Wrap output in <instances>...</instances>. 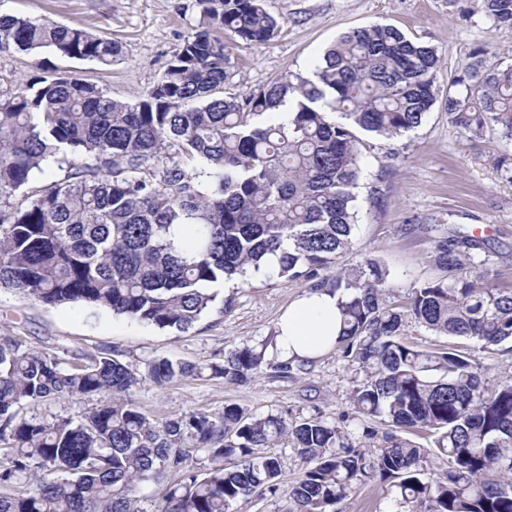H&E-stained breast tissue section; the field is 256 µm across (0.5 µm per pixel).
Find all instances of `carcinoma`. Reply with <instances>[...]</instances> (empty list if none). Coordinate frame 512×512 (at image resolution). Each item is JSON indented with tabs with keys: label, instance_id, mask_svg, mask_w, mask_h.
I'll return each mask as SVG.
<instances>
[{
	"label": "carcinoma",
	"instance_id": "carcinoma-1",
	"mask_svg": "<svg viewBox=\"0 0 512 512\" xmlns=\"http://www.w3.org/2000/svg\"><path fill=\"white\" fill-rule=\"evenodd\" d=\"M512 28V0H477ZM199 23L134 102L72 75L35 76L0 91V288L45 306L106 309L186 332L215 300L212 286L277 256L270 275L340 295L344 359L362 378L355 413L429 432L434 449L392 434L370 458L343 423L288 420L238 404L159 421L130 397L143 382L196 376L245 383L264 352L244 346L199 366L162 357L142 367L110 347L66 364L0 336V512H140L142 481L180 473L164 512H228L279 490L283 436L306 463L288 488L296 512H334L370 478L419 512H512V382L484 386L469 352L418 349L410 321L484 348L512 341V286L499 282L485 242L455 227L420 225L439 275L389 300L388 267L343 263L358 223L364 137H401L437 100L473 138L512 141V65L478 58L439 97L435 47L392 25L349 31L313 66L246 95L218 96L229 76L226 37L271 41L281 22L264 0H196ZM49 48L111 67L122 46L49 20L0 15V52ZM295 101L288 118L278 109ZM67 174L13 203L50 163ZM94 399L73 421L26 410Z\"/></svg>",
	"mask_w": 512,
	"mask_h": 512
}]
</instances>
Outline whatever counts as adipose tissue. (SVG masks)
Wrapping results in <instances>:
<instances>
[{
    "mask_svg": "<svg viewBox=\"0 0 512 512\" xmlns=\"http://www.w3.org/2000/svg\"><path fill=\"white\" fill-rule=\"evenodd\" d=\"M339 299L324 288L296 299L278 324L274 355L282 361H307L332 350L340 328Z\"/></svg>",
    "mask_w": 512,
    "mask_h": 512,
    "instance_id": "obj_1",
    "label": "adipose tissue"
}]
</instances>
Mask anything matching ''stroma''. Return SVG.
<instances>
[{
  "mask_svg": "<svg viewBox=\"0 0 512 512\" xmlns=\"http://www.w3.org/2000/svg\"><path fill=\"white\" fill-rule=\"evenodd\" d=\"M265 7L282 27L271 42L258 48L229 41L232 68L225 93L243 95L284 76L309 73L341 34L373 24L395 26L434 46L440 56L436 83L443 90L470 63L476 49L504 53L512 48V29L495 27L475 0H266ZM0 14L80 28L119 42L124 51L122 63L109 68L49 49L2 52L0 91L34 74H69L128 101L140 99L153 86L199 18L195 0H0ZM364 154L360 219L345 263L383 260L396 285L391 298L402 300L412 285L437 274L427 261L430 241L412 232V225L454 224L489 240L496 269L512 285V172L497 164L500 155L512 154V144L499 141L492 131L471 138L449 123L438 104L405 136L368 138ZM307 289L304 281H271L262 275L243 285L226 283L218 288L209 313L184 333L162 331L105 310L46 307L2 289L0 335L14 336L26 346L70 361L112 347L136 365L162 356L204 365L273 336L282 314ZM475 360L487 387L512 378V343L476 350ZM356 379L354 366L331 351L305 363L291 377L265 364L244 384L194 377L163 387L147 382L133 390L132 398L143 412L159 420L193 410L218 412L236 403L289 419L342 420L359 437L370 425L352 412L350 393ZM270 452L281 461L277 494L233 505L230 512H294L288 488L301 477L305 464L291 439H282ZM335 509L409 512L388 484L377 481L353 486Z\"/></svg>",
  "mask_w": 512,
  "mask_h": 512,
  "instance_id": "1",
  "label": "stroma"
}]
</instances>
